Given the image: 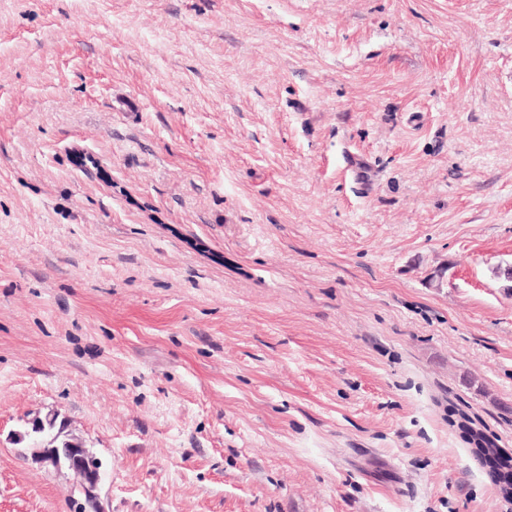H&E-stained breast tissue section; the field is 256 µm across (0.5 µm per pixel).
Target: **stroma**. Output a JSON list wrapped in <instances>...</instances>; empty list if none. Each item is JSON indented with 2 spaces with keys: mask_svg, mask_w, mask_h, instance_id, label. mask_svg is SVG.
Returning <instances> with one entry per match:
<instances>
[{
  "mask_svg": "<svg viewBox=\"0 0 512 512\" xmlns=\"http://www.w3.org/2000/svg\"><path fill=\"white\" fill-rule=\"evenodd\" d=\"M512 0H0V512H512ZM462 421L459 426L464 433L466 442L471 445L473 453L486 460L485 465L489 466L491 470L496 471L497 468H512V457L506 456L500 448L490 439V437L481 429L473 426L472 420L464 413L460 414ZM482 448H493L490 453H487ZM482 453V454H481ZM56 441L47 443L48 446L62 444L67 441V447H55L36 450L38 456L34 460L42 467L51 468L53 470H72L79 477H83L82 484L86 487L88 494L95 500L98 499V485L102 481L100 471L95 466L94 462L97 460L93 458L92 453L84 448H74L73 442L76 440L72 435L67 434L65 431H58Z\"/></svg>",
  "mask_w": 512,
  "mask_h": 512,
  "instance_id": "stroma-1",
  "label": "stroma"
}]
</instances>
